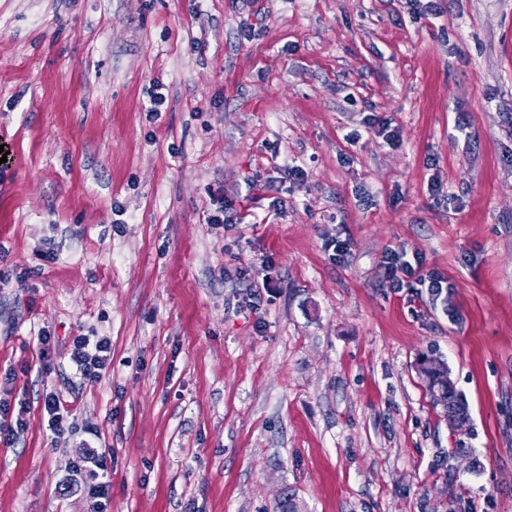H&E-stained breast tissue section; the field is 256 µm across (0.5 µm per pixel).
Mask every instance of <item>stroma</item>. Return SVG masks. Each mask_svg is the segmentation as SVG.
I'll list each match as a JSON object with an SVG mask.
<instances>
[{"label":"stroma","instance_id":"1","mask_svg":"<svg viewBox=\"0 0 512 512\" xmlns=\"http://www.w3.org/2000/svg\"><path fill=\"white\" fill-rule=\"evenodd\" d=\"M0 145V512H512V0H0ZM385 281L390 288H402L404 279L400 274L407 277L412 274L413 267L402 260L400 252L391 251L384 261ZM68 358L75 368L80 384L94 385L112 364V345L107 338L91 340L90 336H77L70 345ZM420 371L428 381L431 378H437L447 384L448 387L432 382L429 384L430 389L438 387L441 391V398L448 409L458 411L468 417V406L455 389L448 392V389L454 387V383L450 378L448 367L442 361L436 358H426L420 364ZM66 401L61 400L56 391L47 392L41 401V410L47 416L48 427L52 433L59 437L66 432L64 426V415L69 413V408L64 404ZM13 414L14 409L11 411L10 403L0 398V440L5 444L14 442L27 427L22 411H18L15 421H13ZM89 462L92 463L96 469L101 471L102 480L95 484H92L88 488V494L95 501L96 511L104 512L105 500L108 495L110 487L109 481L104 479L108 477L109 466L112 465V455L108 454L107 457L105 452H102L100 455H97L96 457L92 458Z\"/></svg>","mask_w":512,"mask_h":512}]
</instances>
